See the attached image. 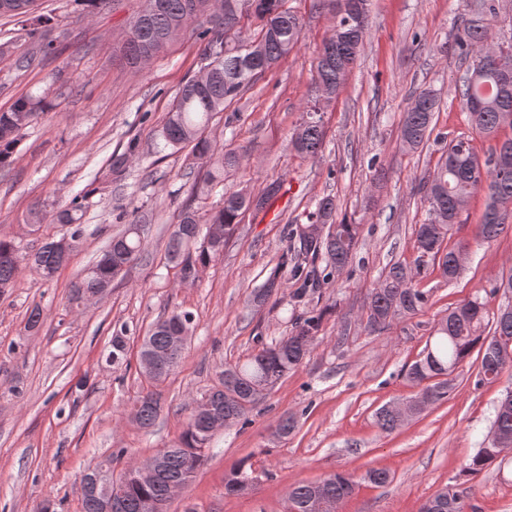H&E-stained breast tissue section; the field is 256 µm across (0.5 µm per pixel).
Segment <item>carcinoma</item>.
Here are the masks:
<instances>
[{"label": "carcinoma", "instance_id": "obj_1", "mask_svg": "<svg viewBox=\"0 0 512 512\" xmlns=\"http://www.w3.org/2000/svg\"><path fill=\"white\" fill-rule=\"evenodd\" d=\"M226 0H143L141 9L128 22L124 42V58L132 67H140L164 52L173 41L170 32H191L200 44L201 59L207 61L209 72L185 82L179 89L175 103L159 131L164 146L177 151L190 148L194 162L210 165L205 182L224 180V169L239 160L236 150L219 147L205 135L216 114L224 111L233 101L251 89L258 77L268 72L283 57L298 48L302 24L287 0H235L236 8L224 9ZM335 18L332 36L320 48L313 81L321 97L335 100L343 89L347 74L363 45L369 19L367 0H359L362 9L355 15L345 9L347 0H319ZM248 19L255 25L253 35L241 37V21ZM51 18L44 15H26L20 20L28 34L48 26ZM486 41V30L478 20H472L459 31L456 39L457 54L468 57L481 50ZM506 53L499 56L485 54L472 61L460 78L456 95L462 111L480 135L495 140L487 156L481 158L469 141L452 140L446 145L433 172L422 184L423 201L428 211L440 209L446 214L442 224L415 225L416 256L413 265L395 262L382 272L377 287L369 294L367 325L382 330L398 317L415 315L428 302V295L417 287V278L433 268L441 277L452 281L461 268L454 265L456 252L466 248L460 243L448 247V239L458 223L459 206L478 190H484L488 203L480 224V237L490 242L506 228L512 217V159L500 161L502 151L512 152V136L497 139L499 131L512 128V42L505 46ZM52 45L35 40L28 54L21 60L29 67L41 57L52 54ZM441 98L432 89H422L412 96L401 124V145L417 150L427 145L435 124ZM50 107L46 99L34 101L20 98L7 112H0V168L9 165L22 132L37 116ZM317 109H306L304 119L291 137V146L299 154L314 157L324 145V131ZM137 154V142L132 139L121 154L113 157L110 170L121 173ZM282 189V183L273 180L262 193L254 195L243 190L224 193L222 205L201 212L185 205L179 224L174 226L166 245V260L179 267L181 277L194 280L200 271L224 252L227 237L233 236L239 218L247 211L256 213L270 208ZM83 204L74 198L65 207L49 213L34 208L29 221L36 225L51 219L57 224H80ZM152 223V215L134 211L124 230L112 237L103 254L84 269L80 279L72 286L70 301H79L112 284V280L138 260L142 253V227ZM216 227L218 237L206 246L190 249L200 234V225ZM362 233V225L336 221V204L330 197L316 203L307 216V223L292 224L289 246L281 255L275 269L254 296L261 303L283 288L282 271L292 268L294 276L302 280L296 297L320 287L316 271L326 275L346 267L355 255ZM69 258L63 256L58 241L45 243L31 256H25L14 241L0 237V293L14 287L22 264H30L45 280L51 279ZM327 309L314 310L301 319L291 335L253 354L242 364L228 365L221 371L223 389L210 391L211 414L192 410L179 443L161 448L163 457L161 474L150 482H129L122 488L124 512H148L149 502L168 495L173 483L186 484L205 462L214 432L211 416L222 419L223 427L245 425L255 403L253 393L259 387L272 386L288 373L295 371L310 353ZM194 322L190 312H176L158 320L144 337L140 355L150 351L169 350V337L187 333ZM484 303L476 297L448 311L433 327L429 344L423 355L407 370L409 381L422 386L420 393L427 404L434 405L448 397L451 384L448 374L460 366L473 350H478V382L495 381L505 370L499 359L501 350L512 344V314L497 315L492 332L483 330ZM126 329L112 336L107 359L114 364L124 360ZM184 348L172 351L168 365L150 376L163 381L177 367ZM160 397L154 392L139 396L130 410V416L143 429L153 427L160 415ZM376 423L383 431H392L400 423L389 407L380 408ZM512 445V401L499 403L495 419L482 448L467 463L468 475L475 476L497 461L502 448L496 441ZM258 482L245 465L241 464L227 474L225 486L240 492ZM356 486L353 476L346 472H333L319 482L297 483L287 494L296 512H309V504L320 497L341 502L350 497ZM463 491L445 486L432 495L421 512H466Z\"/></svg>", "mask_w": 512, "mask_h": 512}]
</instances>
